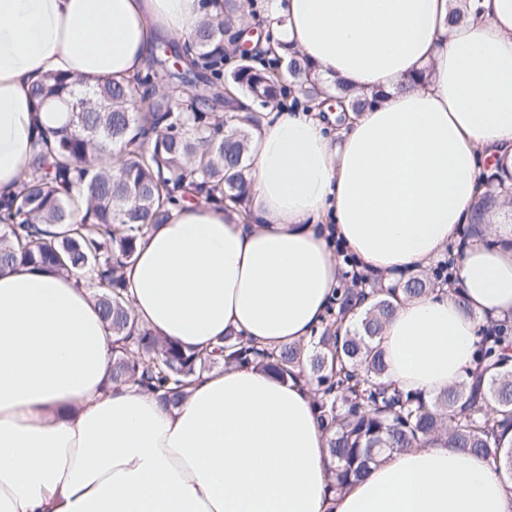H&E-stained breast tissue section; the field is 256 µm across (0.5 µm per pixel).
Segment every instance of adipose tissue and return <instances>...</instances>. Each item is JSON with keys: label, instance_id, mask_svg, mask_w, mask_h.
Listing matches in <instances>:
<instances>
[{"label": "adipose tissue", "instance_id": "1", "mask_svg": "<svg viewBox=\"0 0 512 512\" xmlns=\"http://www.w3.org/2000/svg\"><path fill=\"white\" fill-rule=\"evenodd\" d=\"M463 18L449 26L448 16ZM277 39L366 106L333 127L317 104L269 113L249 150L247 207L172 208L126 268L139 325L210 349L309 343L342 260L392 286L443 258L485 190L512 173V0H270ZM199 0H0V202L11 199L49 74L144 72L158 36L185 37ZM447 289L400 302L379 345L396 387L433 397L477 366L487 319L512 318V210L484 216ZM113 338L75 274L0 273V512H512V478L441 443L390 456L331 492L310 385L252 364L198 379L176 406L114 386Z\"/></svg>", "mask_w": 512, "mask_h": 512}]
</instances>
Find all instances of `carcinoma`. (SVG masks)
Instances as JSON below:
<instances>
[{
  "label": "carcinoma",
  "mask_w": 512,
  "mask_h": 512,
  "mask_svg": "<svg viewBox=\"0 0 512 512\" xmlns=\"http://www.w3.org/2000/svg\"><path fill=\"white\" fill-rule=\"evenodd\" d=\"M202 19L187 40L157 41L143 75L82 79L49 75L32 89L37 109L57 104L70 113L59 127L39 129L13 199L0 205V272L17 264L53 273L77 272L108 325L112 383L133 385L165 402L218 365L258 363L284 380L315 386V408L328 434L329 486L336 492L364 477L384 457L425 440L459 452L493 457L512 472V322L481 330L476 356L482 371L433 398L403 392L387 380L377 336L404 298L453 283L448 262L386 287L365 276L336 289L319 335L307 346L259 348L230 331L212 350L185 348L139 326L126 295L125 269L150 227L170 207L202 194L243 208L251 177L248 152L263 109L279 106L283 75L301 99L330 95L305 56L290 51L272 65L251 55L229 71L227 34L257 0H201ZM196 74L194 90L180 84ZM497 195L473 206L469 234ZM84 218L74 221L75 212Z\"/></svg>",
  "instance_id": "obj_1"
}]
</instances>
